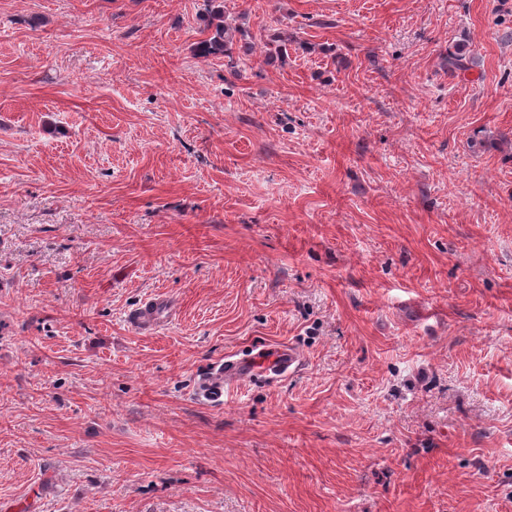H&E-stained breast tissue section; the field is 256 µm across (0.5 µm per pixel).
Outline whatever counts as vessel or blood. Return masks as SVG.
I'll list each match as a JSON object with an SVG mask.
<instances>
[{
    "mask_svg": "<svg viewBox=\"0 0 512 512\" xmlns=\"http://www.w3.org/2000/svg\"><path fill=\"white\" fill-rule=\"evenodd\" d=\"M167 300L152 297L128 312L126 320L143 334L153 333L169 313ZM301 364L299 354L292 348H260L248 359H225L214 364L199 383L200 394L213 403L221 402L226 388L238 381L255 375L276 378L294 372Z\"/></svg>",
    "mask_w": 512,
    "mask_h": 512,
    "instance_id": "obj_1",
    "label": "vessel or blood"
}]
</instances>
